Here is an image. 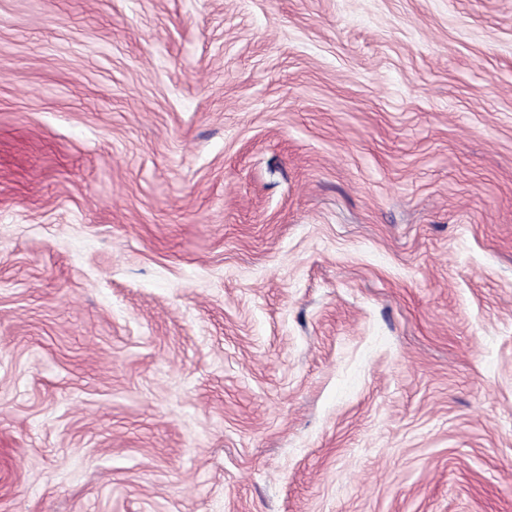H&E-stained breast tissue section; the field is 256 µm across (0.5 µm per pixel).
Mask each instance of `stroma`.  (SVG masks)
I'll list each match as a JSON object with an SVG mask.
<instances>
[{"label": "stroma", "mask_w": 512, "mask_h": 512, "mask_svg": "<svg viewBox=\"0 0 512 512\" xmlns=\"http://www.w3.org/2000/svg\"><path fill=\"white\" fill-rule=\"evenodd\" d=\"M0 512H512V0H0Z\"/></svg>", "instance_id": "obj_1"}]
</instances>
